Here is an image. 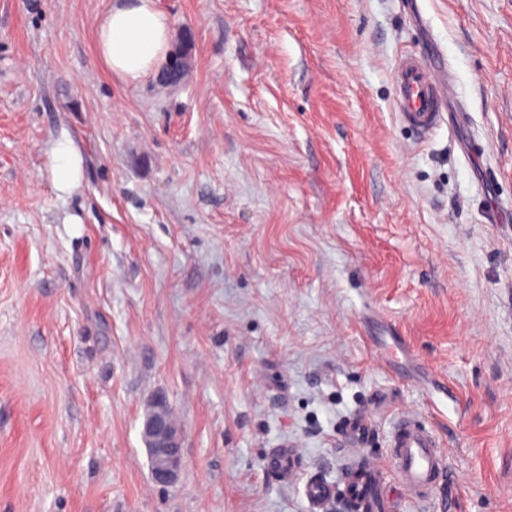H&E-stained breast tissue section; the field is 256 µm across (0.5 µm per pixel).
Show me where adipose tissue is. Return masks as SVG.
<instances>
[{"instance_id": "obj_1", "label": "adipose tissue", "mask_w": 512, "mask_h": 512, "mask_svg": "<svg viewBox=\"0 0 512 512\" xmlns=\"http://www.w3.org/2000/svg\"><path fill=\"white\" fill-rule=\"evenodd\" d=\"M95 52L104 70L126 82L138 83L155 74L170 52V24L155 0H112L95 34ZM52 184L61 195L79 189L84 160L69 139L49 148Z\"/></svg>"}]
</instances>
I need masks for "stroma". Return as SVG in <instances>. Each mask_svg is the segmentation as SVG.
<instances>
[{
    "instance_id": "obj_1",
    "label": "stroma",
    "mask_w": 512,
    "mask_h": 512,
    "mask_svg": "<svg viewBox=\"0 0 512 512\" xmlns=\"http://www.w3.org/2000/svg\"><path fill=\"white\" fill-rule=\"evenodd\" d=\"M109 3L0 0V512H310L368 462L384 512H512V0H157L173 89L99 64ZM408 53L444 56L466 123L400 120ZM402 415L447 462L421 502ZM173 55H177L176 61H174L170 66L167 64L159 74V82L163 85L177 86L183 79L186 68V53L183 50H179L178 52L176 51L171 54L170 58ZM52 184L61 195H71L82 185L84 160L69 139H59L49 148ZM145 414L148 421L142 438L151 480L163 487L174 485L180 478L183 466L182 434L163 392H155L147 399Z\"/></svg>"
}]
</instances>
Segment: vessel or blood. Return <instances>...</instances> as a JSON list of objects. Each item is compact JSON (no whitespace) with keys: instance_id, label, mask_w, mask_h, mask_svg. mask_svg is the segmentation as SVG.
I'll list each match as a JSON object with an SVG mask.
<instances>
[{"instance_id":"obj_1","label":"vessel or blood","mask_w":512,"mask_h":512,"mask_svg":"<svg viewBox=\"0 0 512 512\" xmlns=\"http://www.w3.org/2000/svg\"><path fill=\"white\" fill-rule=\"evenodd\" d=\"M453 82L447 62L432 64L413 54L404 55L393 79L401 121L420 134L432 132L444 120V100ZM390 446L402 488L413 498H425L446 469L434 436L403 417L397 422Z\"/></svg>"}]
</instances>
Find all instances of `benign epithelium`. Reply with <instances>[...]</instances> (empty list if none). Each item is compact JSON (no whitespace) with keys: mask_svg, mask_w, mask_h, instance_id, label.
<instances>
[{"mask_svg":"<svg viewBox=\"0 0 512 512\" xmlns=\"http://www.w3.org/2000/svg\"><path fill=\"white\" fill-rule=\"evenodd\" d=\"M145 414L148 421L142 438L151 480L163 487L171 486L179 480L183 466L181 430L162 392H155L147 399Z\"/></svg>","mask_w":512,"mask_h":512,"instance_id":"1","label":"benign epithelium"}]
</instances>
